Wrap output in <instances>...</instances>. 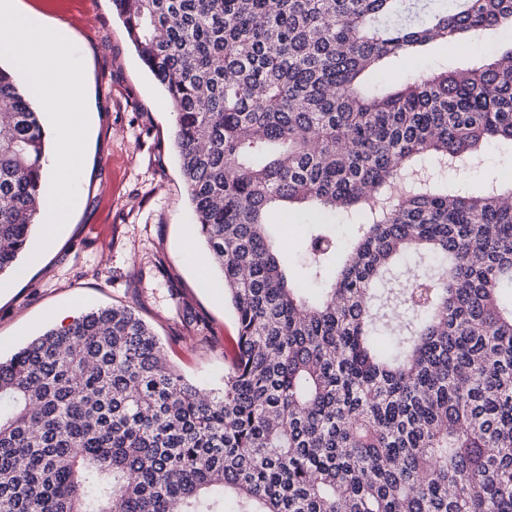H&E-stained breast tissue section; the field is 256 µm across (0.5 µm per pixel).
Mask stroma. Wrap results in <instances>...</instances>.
<instances>
[{
  "mask_svg": "<svg viewBox=\"0 0 512 512\" xmlns=\"http://www.w3.org/2000/svg\"><path fill=\"white\" fill-rule=\"evenodd\" d=\"M66 24L85 66L89 132L70 224L24 276L0 277V357L54 327L57 310L136 307L170 365L194 384H224V347L236 333L227 300L188 265L202 251L173 146L174 116L143 66L112 0H23ZM300 218L276 227L288 273L305 279Z\"/></svg>",
  "mask_w": 512,
  "mask_h": 512,
  "instance_id": "obj_1",
  "label": "stroma"
}]
</instances>
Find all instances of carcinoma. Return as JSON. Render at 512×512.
Returning a JSON list of instances; mask_svg holds the SVG:
<instances>
[{
  "label": "carcinoma",
  "instance_id": "cac0c4a2",
  "mask_svg": "<svg viewBox=\"0 0 512 512\" xmlns=\"http://www.w3.org/2000/svg\"><path fill=\"white\" fill-rule=\"evenodd\" d=\"M112 11L170 101L237 335L210 392L125 305L0 358V512H512V187L443 177L491 145L512 158V47L468 51L512 33V0ZM434 43L461 63L391 73ZM34 100L0 65V276L45 203ZM278 209L308 225L316 297L270 236ZM408 252L448 264L389 277Z\"/></svg>",
  "mask_w": 512,
  "mask_h": 512
}]
</instances>
